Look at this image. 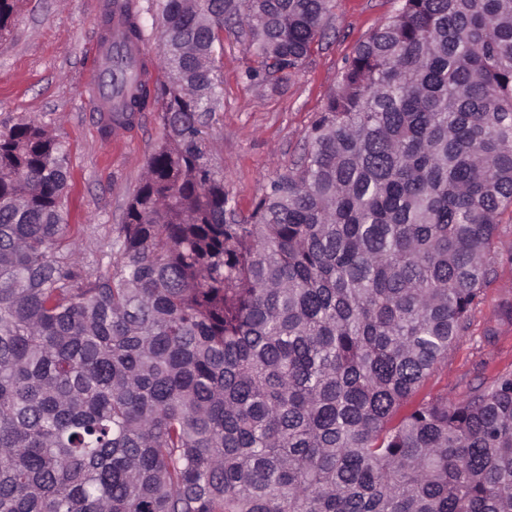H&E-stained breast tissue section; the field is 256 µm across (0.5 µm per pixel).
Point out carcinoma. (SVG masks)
I'll return each mask as SVG.
<instances>
[{
  "instance_id": "cac0c4a2",
  "label": "carcinoma",
  "mask_w": 512,
  "mask_h": 512,
  "mask_svg": "<svg viewBox=\"0 0 512 512\" xmlns=\"http://www.w3.org/2000/svg\"><path fill=\"white\" fill-rule=\"evenodd\" d=\"M335 0H159L171 75L105 270L43 128L0 133V512H512V372L394 414L468 330L512 207V0H402L240 219L198 123L247 25L277 87ZM17 0H0V38ZM113 46L110 122L151 98Z\"/></svg>"
}]
</instances>
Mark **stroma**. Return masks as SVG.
<instances>
[{
	"label": "stroma",
	"instance_id": "35a3bbf8",
	"mask_svg": "<svg viewBox=\"0 0 512 512\" xmlns=\"http://www.w3.org/2000/svg\"><path fill=\"white\" fill-rule=\"evenodd\" d=\"M400 0H336L325 37L280 88L250 80L251 42L239 25L225 28L215 55L220 70L213 112L200 125L212 167L237 214L248 215L277 176L302 154L304 134L321 112L355 48L400 7ZM112 0H19L0 43V130L18 123L47 129L63 145L69 170L67 222L85 260L104 264L150 156L163 141L158 107L131 124L106 127L91 110L88 47L102 35ZM512 207L499 217L489 284L469 326L417 392V399L457 398L512 370Z\"/></svg>",
	"mask_w": 512,
	"mask_h": 512
}]
</instances>
